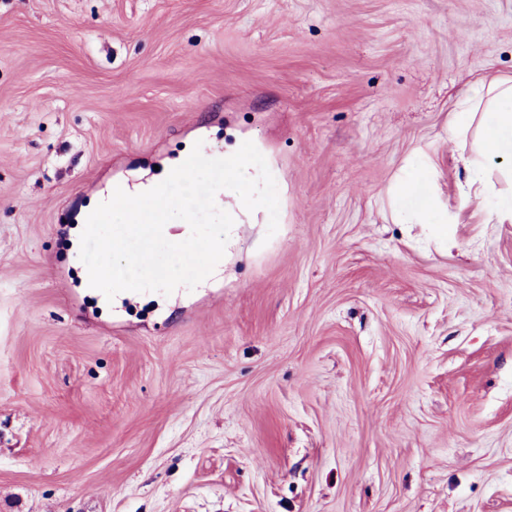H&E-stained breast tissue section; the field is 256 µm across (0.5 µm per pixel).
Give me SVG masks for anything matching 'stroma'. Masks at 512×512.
<instances>
[{
    "mask_svg": "<svg viewBox=\"0 0 512 512\" xmlns=\"http://www.w3.org/2000/svg\"><path fill=\"white\" fill-rule=\"evenodd\" d=\"M512 0H0V512H512V163L446 131ZM279 227L104 303L81 211L202 143ZM458 221L395 223L414 152Z\"/></svg>",
    "mask_w": 512,
    "mask_h": 512,
    "instance_id": "35a3bbf8",
    "label": "stroma"
}]
</instances>
